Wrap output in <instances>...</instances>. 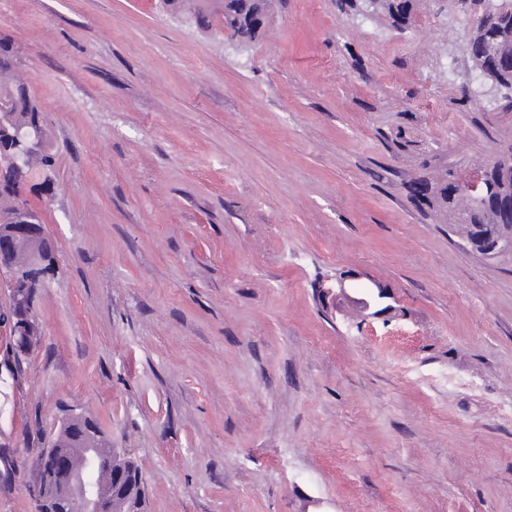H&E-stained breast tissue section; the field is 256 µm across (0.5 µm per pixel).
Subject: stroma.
Masks as SVG:
<instances>
[{
  "label": "stroma",
  "instance_id": "1",
  "mask_svg": "<svg viewBox=\"0 0 512 512\" xmlns=\"http://www.w3.org/2000/svg\"><path fill=\"white\" fill-rule=\"evenodd\" d=\"M348 2L277 0L236 47L163 0H0L58 255L0 382V512H36L68 405L133 451L148 512H512V261L409 186L511 149L512 112L469 100L471 15ZM348 276L390 311L355 314Z\"/></svg>",
  "mask_w": 512,
  "mask_h": 512
}]
</instances>
